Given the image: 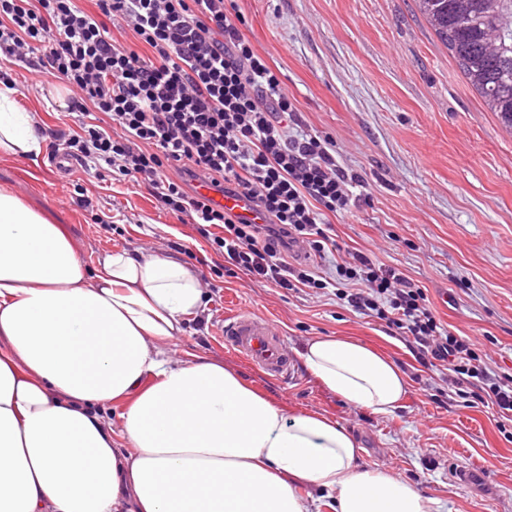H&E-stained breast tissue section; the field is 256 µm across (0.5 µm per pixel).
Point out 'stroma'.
<instances>
[{"mask_svg":"<svg viewBox=\"0 0 512 512\" xmlns=\"http://www.w3.org/2000/svg\"><path fill=\"white\" fill-rule=\"evenodd\" d=\"M241 28L279 72L302 122L336 143V159L361 176L366 203L330 217L342 251H361L425 288L440 320L461 336H488L491 358L512 372V134L467 83L415 0H235ZM42 128L39 155L0 156L7 188L65 225L83 261L125 248L179 257L206 289L204 312L167 344L223 361L285 414L315 412L336 420L362 447L364 468L392 471L450 512H512V435L483 404L442 400L430 370L408 342L378 319L355 313L333 291L259 286L245 275L214 277L216 258L195 226L161 208L132 181L64 170L50 153L72 115L44 94L17 95ZM93 199L81 207V194ZM255 311L281 332L287 379L274 380L225 345L226 314ZM314 336H349L387 355L409 390L387 415L355 408L324 389L303 367L302 344ZM480 470L485 489L457 483V467Z\"/></svg>","mask_w":512,"mask_h":512,"instance_id":"obj_1","label":"stroma"}]
</instances>
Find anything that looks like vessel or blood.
Returning <instances> with one entry per match:
<instances>
[{"instance_id":"obj_1","label":"vessel or blood","mask_w":512,"mask_h":512,"mask_svg":"<svg viewBox=\"0 0 512 512\" xmlns=\"http://www.w3.org/2000/svg\"><path fill=\"white\" fill-rule=\"evenodd\" d=\"M199 191L211 195L214 203L224 211L253 223H263V215L244 198L212 192L207 185ZM224 342L267 376L284 379L289 373L288 351L279 331L264 316L249 310H240L227 316L222 327Z\"/></svg>"}]
</instances>
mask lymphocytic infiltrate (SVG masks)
I'll use <instances>...</instances> for the list:
<instances>
[{
    "instance_id": "f902f5d3",
    "label": "lymphocytic infiltrate",
    "mask_w": 512,
    "mask_h": 512,
    "mask_svg": "<svg viewBox=\"0 0 512 512\" xmlns=\"http://www.w3.org/2000/svg\"><path fill=\"white\" fill-rule=\"evenodd\" d=\"M98 22L76 0H0V52L60 80L72 111L96 110L107 124L82 123L62 156L85 170L147 184L162 207L198 231L216 225L211 247L252 282L289 291L335 288L357 313L410 337L419 363L474 388L512 424V374L480 355L479 339L454 334L423 288L396 268L350 253L337 280L315 258L336 251L328 215L355 205L358 175L336 159V144L309 131L279 75L241 27L234 0H96ZM150 52L117 44L109 23ZM246 198L264 215L251 224L188 185ZM303 248L305 264L284 255Z\"/></svg>"
}]
</instances>
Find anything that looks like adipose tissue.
Listing matches in <instances>:
<instances>
[{
	"instance_id": "ef3b65f1",
	"label": "adipose tissue",
	"mask_w": 512,
	"mask_h": 512,
	"mask_svg": "<svg viewBox=\"0 0 512 512\" xmlns=\"http://www.w3.org/2000/svg\"><path fill=\"white\" fill-rule=\"evenodd\" d=\"M0 87V153L42 150ZM203 309L196 271L115 248L94 265L65 227L0 189V512H443L358 464L332 418L285 415L223 363L164 342ZM307 371L350 405L395 410L406 375L348 337H313ZM124 404L120 425L108 412Z\"/></svg>"
}]
</instances>
